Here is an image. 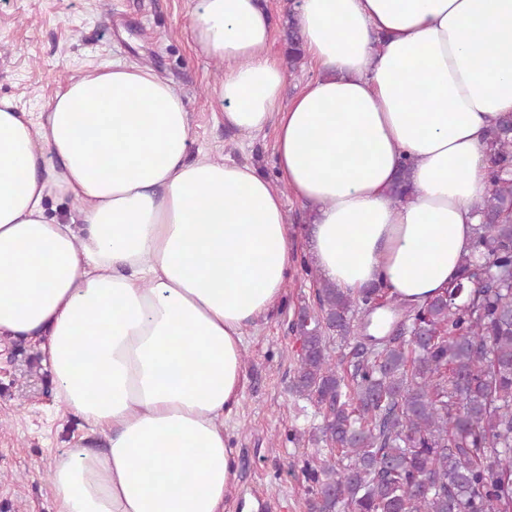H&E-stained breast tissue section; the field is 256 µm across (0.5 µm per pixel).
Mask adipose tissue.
Wrapping results in <instances>:
<instances>
[{"label": "adipose tissue", "instance_id": "ef3b65f1", "mask_svg": "<svg viewBox=\"0 0 512 512\" xmlns=\"http://www.w3.org/2000/svg\"><path fill=\"white\" fill-rule=\"evenodd\" d=\"M298 23L318 76L286 103L265 0L190 13L224 67L225 124L273 129L277 186L190 158L183 100L147 66L70 78L36 113L0 98V335L36 340L59 405L106 440L55 462L56 512H224L244 330L290 275L284 192L314 215L318 279L345 293L420 305L472 252L485 136L512 112V0H300Z\"/></svg>", "mask_w": 512, "mask_h": 512}]
</instances>
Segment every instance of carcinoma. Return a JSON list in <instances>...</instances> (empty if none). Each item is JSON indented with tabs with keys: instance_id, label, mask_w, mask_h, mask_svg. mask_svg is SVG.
I'll return each mask as SVG.
<instances>
[{
	"instance_id": "cac0c4a2",
	"label": "carcinoma",
	"mask_w": 512,
	"mask_h": 512,
	"mask_svg": "<svg viewBox=\"0 0 512 512\" xmlns=\"http://www.w3.org/2000/svg\"><path fill=\"white\" fill-rule=\"evenodd\" d=\"M288 67L303 59L288 20ZM491 190L474 252L453 286L383 337L358 335L381 290L322 283L291 323L301 341L292 390L322 423L306 470L311 512H512V114L487 141ZM342 350L335 362V349Z\"/></svg>"
}]
</instances>
